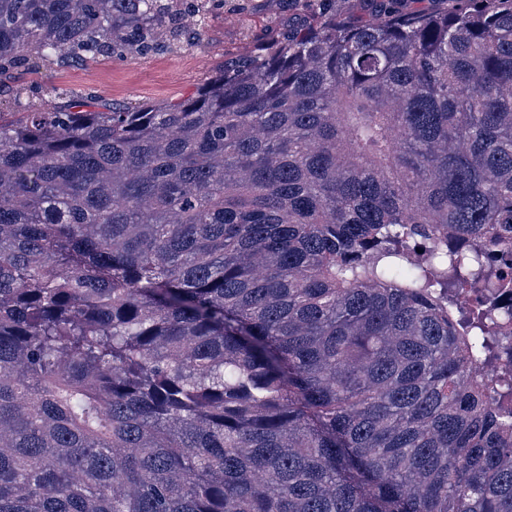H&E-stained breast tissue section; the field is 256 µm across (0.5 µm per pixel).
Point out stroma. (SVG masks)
Returning <instances> with one entry per match:
<instances>
[{
	"mask_svg": "<svg viewBox=\"0 0 512 512\" xmlns=\"http://www.w3.org/2000/svg\"><path fill=\"white\" fill-rule=\"evenodd\" d=\"M247 14H224L209 19L194 44L171 52L124 62L102 59L37 73L21 72L15 85L39 82L60 89L53 105L65 102L69 92L123 107L163 105L194 93L224 64L225 58L249 48L254 37L268 28H283L302 15L298 0H254Z\"/></svg>",
	"mask_w": 512,
	"mask_h": 512,
	"instance_id": "obj_1",
	"label": "stroma"
}]
</instances>
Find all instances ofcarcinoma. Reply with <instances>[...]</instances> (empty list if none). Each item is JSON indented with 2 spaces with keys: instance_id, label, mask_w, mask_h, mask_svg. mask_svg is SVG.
I'll use <instances>...</instances> for the list:
<instances>
[{
  "instance_id": "1",
  "label": "carcinoma",
  "mask_w": 512,
  "mask_h": 512,
  "mask_svg": "<svg viewBox=\"0 0 512 512\" xmlns=\"http://www.w3.org/2000/svg\"><path fill=\"white\" fill-rule=\"evenodd\" d=\"M247 0H0V76ZM336 0L166 105L0 112V512H512V0Z\"/></svg>"
}]
</instances>
